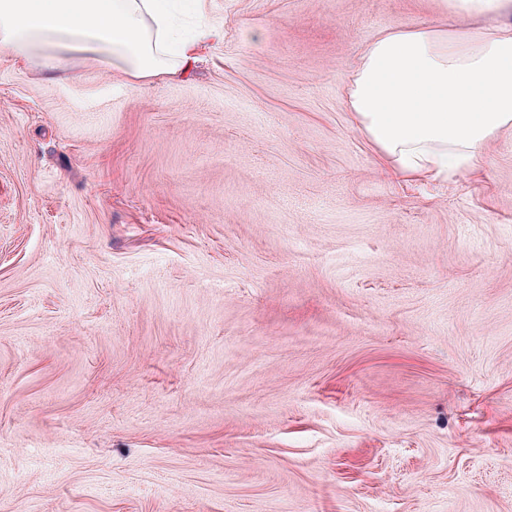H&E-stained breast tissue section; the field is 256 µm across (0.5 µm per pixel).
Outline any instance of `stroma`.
Returning <instances> with one entry per match:
<instances>
[{"label": "stroma", "mask_w": 512, "mask_h": 512, "mask_svg": "<svg viewBox=\"0 0 512 512\" xmlns=\"http://www.w3.org/2000/svg\"><path fill=\"white\" fill-rule=\"evenodd\" d=\"M180 79L0 55V512H512V130L453 182L345 105L442 0H208Z\"/></svg>", "instance_id": "35a3bbf8"}]
</instances>
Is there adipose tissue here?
Listing matches in <instances>:
<instances>
[{
    "instance_id": "ef3b65f1",
    "label": "adipose tissue",
    "mask_w": 512,
    "mask_h": 512,
    "mask_svg": "<svg viewBox=\"0 0 512 512\" xmlns=\"http://www.w3.org/2000/svg\"><path fill=\"white\" fill-rule=\"evenodd\" d=\"M222 35L207 0H0V50L62 81L71 47L111 58L129 82L186 73ZM347 105L390 171L448 181L512 128V26L386 30L351 72Z\"/></svg>"
}]
</instances>
